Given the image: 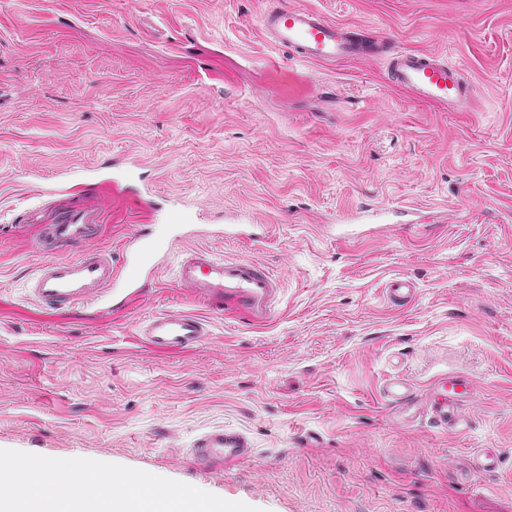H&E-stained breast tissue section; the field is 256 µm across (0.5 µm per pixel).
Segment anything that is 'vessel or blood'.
Instances as JSON below:
<instances>
[{"label":"vessel or blood","mask_w":512,"mask_h":512,"mask_svg":"<svg viewBox=\"0 0 512 512\" xmlns=\"http://www.w3.org/2000/svg\"><path fill=\"white\" fill-rule=\"evenodd\" d=\"M258 27L268 44L286 49L301 62H350L385 49L384 43H365L353 28L307 8L270 7L260 16ZM387 73L411 100L444 112H463L471 105L472 87L464 80L460 67L441 55L394 50L387 57ZM67 176V186L59 190L63 196L104 178L98 166L75 167ZM143 197L150 221L134 226L115 257L95 246L103 207L59 209L37 242L43 258L26 283L28 299L50 309L92 304L99 315L112 316L139 303L159 271L172 262L176 265V284L186 296L223 313L225 318L252 326L272 321L281 282L268 267L246 257L220 256L187 245L194 238H247L246 225L204 228L192 223L188 214L165 209L152 187H144ZM386 214V209L379 207L359 208L345 221L369 232L384 223ZM384 292L392 302L405 305L415 298L417 288L413 281L398 277L385 284ZM207 336L200 318L180 311L150 316L139 324L135 339L146 351L172 355L200 349ZM473 391L472 382L451 377L446 388L438 387L420 396L398 381L390 383L385 394L397 412H404L416 402L438 425L461 431L469 425L461 400ZM188 453L201 471L229 470L254 456L248 436L226 428L201 434Z\"/></svg>","instance_id":"1"}]
</instances>
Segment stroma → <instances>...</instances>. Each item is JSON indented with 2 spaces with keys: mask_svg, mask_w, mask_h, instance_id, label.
I'll use <instances>...</instances> for the list:
<instances>
[{
  "mask_svg": "<svg viewBox=\"0 0 512 512\" xmlns=\"http://www.w3.org/2000/svg\"><path fill=\"white\" fill-rule=\"evenodd\" d=\"M281 2L444 55L470 109L411 101L382 55L291 59L259 33L268 0H0V449L119 464L260 512H512V0ZM123 157L201 223L272 225L208 243L280 278L269 325L188 299L170 267L108 321L25 298L41 227L24 210L51 213L41 189L65 169ZM105 196L97 244L115 253L145 214ZM358 206L440 222L336 241L327 225ZM396 277L413 303L384 297ZM168 311L201 317L205 345H137ZM451 375L476 386L459 432L399 419L384 396L395 378L423 393ZM214 427L246 433L252 461L196 470L188 450ZM478 451L500 454L497 473L472 469ZM384 292L392 302L405 305L415 298L417 288L413 281L398 277L389 280L385 284Z\"/></svg>",
  "mask_w": 512,
  "mask_h": 512,
  "instance_id": "stroma-1",
  "label": "stroma"
}]
</instances>
